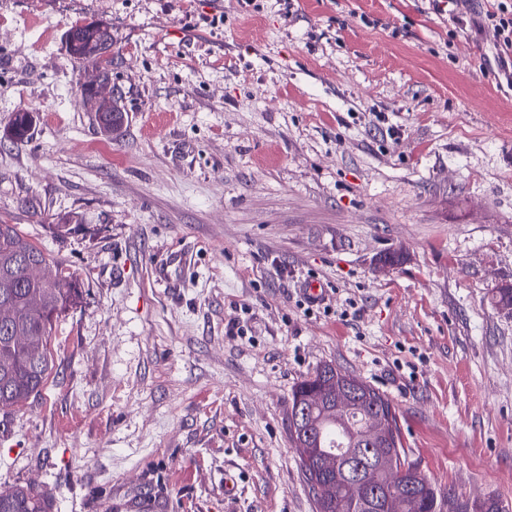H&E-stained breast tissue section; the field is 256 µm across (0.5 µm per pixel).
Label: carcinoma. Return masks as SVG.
Returning a JSON list of instances; mask_svg holds the SVG:
<instances>
[{
  "instance_id": "obj_1",
  "label": "carcinoma",
  "mask_w": 512,
  "mask_h": 512,
  "mask_svg": "<svg viewBox=\"0 0 512 512\" xmlns=\"http://www.w3.org/2000/svg\"><path fill=\"white\" fill-rule=\"evenodd\" d=\"M79 33L68 50L78 67H99L102 55L112 65V33L99 23L77 25ZM33 113L14 114L8 135L17 142L30 136ZM83 300L80 283L65 272L14 224L0 223V409L13 407L38 394L51 369L50 344L57 319ZM346 378L361 386L357 402L336 421L321 403L308 415L304 427L312 435L307 456L299 467L312 492L317 512H358L351 506L341 481L343 454L355 448V462L371 471L367 493L382 490L390 475L396 476L393 492L399 512H442L437 493L426 478L411 488L415 469L403 458L399 416L392 402L374 386L326 364L301 381L292 393V406H304L329 377ZM0 512H52V502L28 486L0 491ZM448 512H507L502 501L488 496L480 501L463 499L448 491Z\"/></svg>"
}]
</instances>
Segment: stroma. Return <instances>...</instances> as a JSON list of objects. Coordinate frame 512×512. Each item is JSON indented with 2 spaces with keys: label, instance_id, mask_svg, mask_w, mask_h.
Masks as SVG:
<instances>
[{
  "label": "stroma",
  "instance_id": "stroma-1",
  "mask_svg": "<svg viewBox=\"0 0 512 512\" xmlns=\"http://www.w3.org/2000/svg\"><path fill=\"white\" fill-rule=\"evenodd\" d=\"M499 6L0 0V131L35 116L0 135V221L84 290L40 396L8 410L0 489L54 512H316L291 393L331 363L391 400L439 497L512 505ZM90 22L112 29L114 135L65 45Z\"/></svg>",
  "mask_w": 512,
  "mask_h": 512
}]
</instances>
